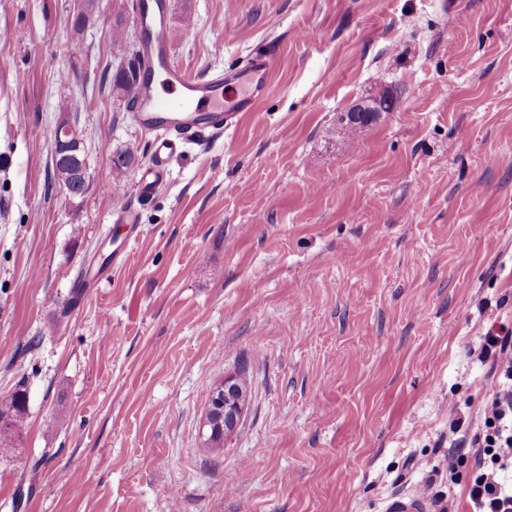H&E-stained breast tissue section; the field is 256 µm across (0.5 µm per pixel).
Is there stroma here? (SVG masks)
Here are the masks:
<instances>
[{"label":"stroma","mask_w":512,"mask_h":512,"mask_svg":"<svg viewBox=\"0 0 512 512\" xmlns=\"http://www.w3.org/2000/svg\"><path fill=\"white\" fill-rule=\"evenodd\" d=\"M81 12L0 0V414L24 398L0 512H467L476 455L449 446L482 432L484 338L512 330V0H164L172 64L274 74L148 197L154 136L110 83L139 26ZM378 94L393 110L349 133ZM120 203L143 233L116 262ZM227 378L247 398L218 449ZM242 401L243 390L236 383H225L224 387H216L213 390L209 412L204 422L209 439L226 437L233 432L241 413Z\"/></svg>","instance_id":"1"}]
</instances>
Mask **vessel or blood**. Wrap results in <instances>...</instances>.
<instances>
[{"mask_svg":"<svg viewBox=\"0 0 512 512\" xmlns=\"http://www.w3.org/2000/svg\"><path fill=\"white\" fill-rule=\"evenodd\" d=\"M143 69L163 71V83L171 95L150 90L148 97L133 110L138 126L157 136L153 165L140 179L142 194H152L161 184L168 157L205 128L215 133L235 125L242 113L253 111L264 94L271 64L261 54L255 55L240 81L245 92L233 99L224 97V77L196 79L179 67L170 65L167 40L150 39L141 44Z\"/></svg>","mask_w":512,"mask_h":512,"instance_id":"vessel-or-blood-1","label":"vessel or blood"}]
</instances>
